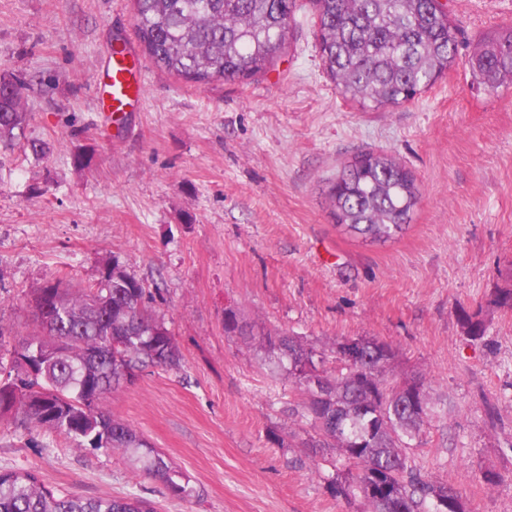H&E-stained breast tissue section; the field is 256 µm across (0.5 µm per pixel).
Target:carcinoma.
<instances>
[{
	"instance_id": "cac0c4a2",
	"label": "carcinoma",
	"mask_w": 512,
	"mask_h": 512,
	"mask_svg": "<svg viewBox=\"0 0 512 512\" xmlns=\"http://www.w3.org/2000/svg\"><path fill=\"white\" fill-rule=\"evenodd\" d=\"M321 59L341 94L362 108L399 106L430 88L457 62L459 32L441 0H311ZM136 35L155 64L197 84L259 75L286 49L297 0H134ZM468 63L478 83L512 85V26L480 37ZM22 84L0 76V144L23 135L29 115ZM332 216L373 241L386 242L410 223L419 202L414 173L382 151L362 152L328 190ZM144 281L114 263L94 285L73 291L59 276L33 289L28 303L48 307L40 331L11 351L0 366V404L20 422L53 431L78 446L117 448L140 471L180 499L193 497L190 477L166 460L126 422L104 406L107 394L148 367L174 369L180 352L172 333L148 305ZM57 336L67 356L45 354ZM112 339V348L105 342ZM361 355L353 363L340 348L330 353L294 337H265L276 364L305 396L303 410L320 431L314 448H334L346 470L330 490L360 495L368 512H440L427 491L434 486L466 499L449 483L422 479L408 450L422 443L432 407L425 382L419 402L410 390L385 378L393 347L357 336ZM326 378L321 396L308 390L305 375ZM0 512H155L137 496L81 499L42 485L25 468L0 470Z\"/></svg>"
}]
</instances>
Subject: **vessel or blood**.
I'll return each mask as SVG.
<instances>
[{
	"instance_id": "1",
	"label": "vessel or blood",
	"mask_w": 512,
	"mask_h": 512,
	"mask_svg": "<svg viewBox=\"0 0 512 512\" xmlns=\"http://www.w3.org/2000/svg\"><path fill=\"white\" fill-rule=\"evenodd\" d=\"M98 109L108 121L117 114L138 108L143 100V82L137 59L131 53L108 55L99 78Z\"/></svg>"
}]
</instances>
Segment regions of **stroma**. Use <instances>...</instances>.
Listing matches in <instances>:
<instances>
[{"label": "stroma", "instance_id": "obj_1", "mask_svg": "<svg viewBox=\"0 0 512 512\" xmlns=\"http://www.w3.org/2000/svg\"><path fill=\"white\" fill-rule=\"evenodd\" d=\"M459 59L386 112L346 100L327 77L310 0L265 73L200 86L142 48L132 0H0V74L24 82L25 134L41 158L0 146V329L34 334L30 289L67 274L83 288L120 263L152 290L181 353L107 406L189 475L169 494L127 455L0 418V467L34 471L82 499L136 495L157 512H366L334 497L336 451L317 462L295 384L238 320L320 350L390 343L389 381L421 376L433 413L410 456L422 476L465 491L469 512H512V87L473 84L482 33L512 25V0H448ZM122 42L139 59L143 104L118 132L97 112L98 74ZM386 151L416 175L406 230L369 243L336 226L328 189L354 155ZM83 154L88 164L80 165ZM482 320L479 344L468 318ZM497 473L493 486L482 473Z\"/></svg>", "mask_w": 512, "mask_h": 512}]
</instances>
